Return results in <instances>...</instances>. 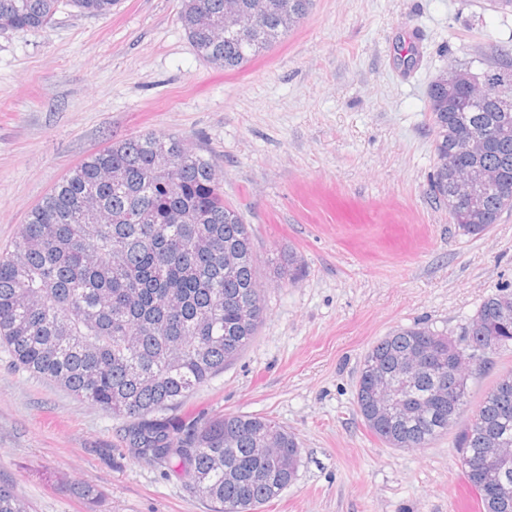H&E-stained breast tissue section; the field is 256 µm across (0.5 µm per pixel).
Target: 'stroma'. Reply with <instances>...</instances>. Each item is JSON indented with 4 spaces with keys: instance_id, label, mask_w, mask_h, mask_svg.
<instances>
[{
    "instance_id": "obj_1",
    "label": "stroma",
    "mask_w": 512,
    "mask_h": 512,
    "mask_svg": "<svg viewBox=\"0 0 512 512\" xmlns=\"http://www.w3.org/2000/svg\"><path fill=\"white\" fill-rule=\"evenodd\" d=\"M182 0L61 5L43 29L0 30V255L74 166L113 142L176 136L210 157L252 231L265 319L179 411L268 416L294 433L293 482L263 512H454L478 497L456 433L383 444L355 389L369 348L415 324L456 332L512 285V212L464 234L429 192L427 91L450 67L512 48L497 0H313L264 55L226 71L200 59ZM421 50L404 66L410 31ZM293 250L303 275L276 278ZM126 421L19 367L0 345V482L30 512H212L184 479L122 446ZM89 486L96 504L80 494Z\"/></svg>"
}]
</instances>
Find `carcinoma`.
<instances>
[{
	"label": "carcinoma",
	"instance_id": "carcinoma-1",
	"mask_svg": "<svg viewBox=\"0 0 512 512\" xmlns=\"http://www.w3.org/2000/svg\"><path fill=\"white\" fill-rule=\"evenodd\" d=\"M228 0H183L180 21L199 57L235 71L293 30L312 0H268L255 30H226ZM62 0H0L9 29L48 26ZM79 11L106 16L117 0H67ZM491 73L509 81L512 49H501ZM435 153L461 150L472 136L489 148L459 166H436L430 191L463 232L478 236L512 211V195L481 189L480 204L460 201L459 179L474 167L512 185V112L491 86L479 103L467 91H428ZM277 275L292 284L299 262L279 258ZM503 286L479 306L484 329L461 331L465 347L482 351L489 337L512 344V316L504 319ZM248 225L224 201L212 159L178 137L143 134L113 143L72 169L31 210L0 258V342L16 363L48 378L116 417L126 419L125 447L187 480L215 504V512H255L276 500L295 478L299 444L275 420L253 414L186 423L177 411L200 386L224 370L252 342L264 321ZM453 337L427 326L398 329L378 340L363 364L400 379V394L423 400L417 414H376L378 389L360 371L356 404L365 426L391 448L424 447L459 427L456 445L470 482L482 485L479 463L498 433L512 446V374L501 377L466 421L468 375L448 366ZM430 346L445 369L407 363ZM0 512H28L0 482Z\"/></svg>",
	"mask_w": 512,
	"mask_h": 512
}]
</instances>
